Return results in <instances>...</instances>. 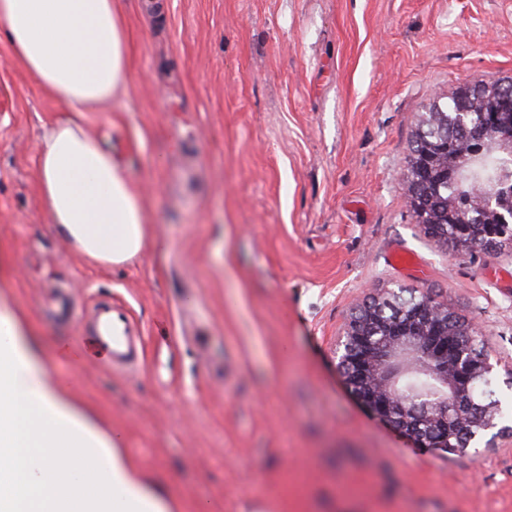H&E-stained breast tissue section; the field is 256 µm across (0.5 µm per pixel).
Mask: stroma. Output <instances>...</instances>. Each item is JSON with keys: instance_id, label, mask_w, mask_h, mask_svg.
<instances>
[{"instance_id": "obj_1", "label": "stroma", "mask_w": 512, "mask_h": 512, "mask_svg": "<svg viewBox=\"0 0 512 512\" xmlns=\"http://www.w3.org/2000/svg\"><path fill=\"white\" fill-rule=\"evenodd\" d=\"M120 4L132 83L84 122L164 244L121 266L46 223L37 158L65 114L0 42V249L49 371L176 512H512V417L428 451L336 369L367 293L409 288L478 325L512 399V244L457 255L403 187L431 104L512 79V0ZM106 297L140 330L136 370L85 345L82 312Z\"/></svg>"}]
</instances>
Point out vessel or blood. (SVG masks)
Returning a JSON list of instances; mask_svg holds the SVG:
<instances>
[{
  "mask_svg": "<svg viewBox=\"0 0 512 512\" xmlns=\"http://www.w3.org/2000/svg\"><path fill=\"white\" fill-rule=\"evenodd\" d=\"M132 318L127 310L95 311L90 339L102 352L108 367H129L143 357L142 345L134 344L130 332Z\"/></svg>",
  "mask_w": 512,
  "mask_h": 512,
  "instance_id": "obj_1",
  "label": "vessel or blood"
}]
</instances>
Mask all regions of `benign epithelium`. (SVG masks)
Listing matches in <instances>:
<instances>
[{"label":"benign epithelium","mask_w":512,"mask_h":512,"mask_svg":"<svg viewBox=\"0 0 512 512\" xmlns=\"http://www.w3.org/2000/svg\"><path fill=\"white\" fill-rule=\"evenodd\" d=\"M502 88L480 79L461 84L458 124L477 143L491 141L512 151V113L496 114L495 130L470 119L471 103L493 100ZM481 210L488 224H459L463 215L448 204V238L464 252L478 240L495 246L512 234V197L489 191ZM448 309L424 297L396 321L368 303L351 316L336 347V368L356 398L380 421L421 448H453L495 427L493 404L478 391L494 365L478 348L477 328L448 325Z\"/></svg>","instance_id":"7a95c632"}]
</instances>
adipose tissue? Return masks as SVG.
Returning a JSON list of instances; mask_svg holds the SVG:
<instances>
[{
	"instance_id": "obj_1",
	"label": "adipose tissue",
	"mask_w": 512,
	"mask_h": 512,
	"mask_svg": "<svg viewBox=\"0 0 512 512\" xmlns=\"http://www.w3.org/2000/svg\"><path fill=\"white\" fill-rule=\"evenodd\" d=\"M0 38L67 116L39 155L45 216L78 252L109 265L159 249L126 172L82 124L129 88L128 40L113 0H0ZM0 253V512H172L173 502L45 368L13 303Z\"/></svg>"
}]
</instances>
